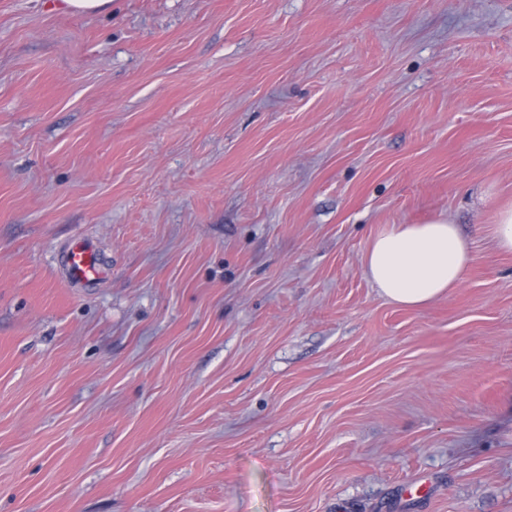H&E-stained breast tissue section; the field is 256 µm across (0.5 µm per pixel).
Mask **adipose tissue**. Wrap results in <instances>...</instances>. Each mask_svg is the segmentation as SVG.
<instances>
[{"label": "adipose tissue", "mask_w": 512, "mask_h": 512, "mask_svg": "<svg viewBox=\"0 0 512 512\" xmlns=\"http://www.w3.org/2000/svg\"><path fill=\"white\" fill-rule=\"evenodd\" d=\"M471 260L456 224L437 219L396 224L379 233L365 255V268L388 300L418 307L459 286Z\"/></svg>", "instance_id": "adipose-tissue-1"}]
</instances>
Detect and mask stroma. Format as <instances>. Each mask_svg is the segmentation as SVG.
<instances>
[{
  "label": "stroma",
  "mask_w": 512,
  "mask_h": 512,
  "mask_svg": "<svg viewBox=\"0 0 512 512\" xmlns=\"http://www.w3.org/2000/svg\"><path fill=\"white\" fill-rule=\"evenodd\" d=\"M508 204L512 0H0V512H512ZM494 240L500 250L512 252V207H506L499 212ZM472 260L468 241L449 219L395 224L379 233L365 255L376 288L391 302L424 305L459 286ZM62 263L68 280L77 286L91 287L107 275V268L90 241L70 243L64 251Z\"/></svg>",
  "instance_id": "35a3bbf8"
}]
</instances>
